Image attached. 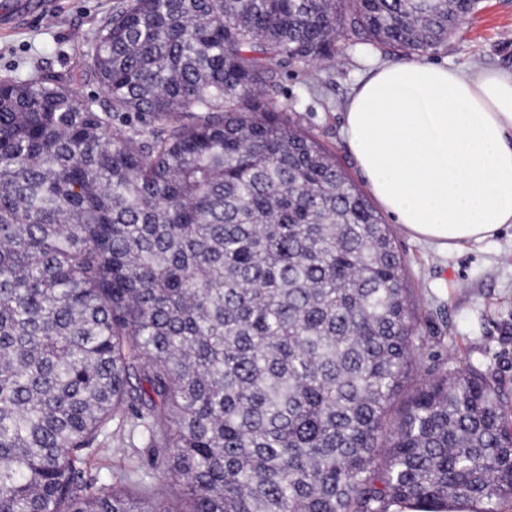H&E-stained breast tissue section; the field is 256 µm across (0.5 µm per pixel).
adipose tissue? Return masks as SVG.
<instances>
[{"mask_svg": "<svg viewBox=\"0 0 512 512\" xmlns=\"http://www.w3.org/2000/svg\"><path fill=\"white\" fill-rule=\"evenodd\" d=\"M344 130L372 195L412 237L448 252L512 227V72L380 65Z\"/></svg>", "mask_w": 512, "mask_h": 512, "instance_id": "ef3b65f1", "label": "adipose tissue"}]
</instances>
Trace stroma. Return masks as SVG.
<instances>
[{
    "label": "stroma",
    "instance_id": "obj_1",
    "mask_svg": "<svg viewBox=\"0 0 512 512\" xmlns=\"http://www.w3.org/2000/svg\"><path fill=\"white\" fill-rule=\"evenodd\" d=\"M114 2L0 0V19L15 21L9 30H0V75L27 79L66 71L75 74L72 88L78 95L103 97L101 87L82 73V52ZM433 60L472 75L512 70V0H482L479 11L455 30ZM383 62L378 55L363 58L360 48L352 47L336 67L314 69L321 81L316 90L288 77L280 94L281 101L295 107L293 123L331 147L361 185L366 179L348 150L343 110L357 83ZM394 234L416 298L417 327L430 338V351L463 366L494 370L512 391V228L452 253L438 252L399 227ZM144 450L139 433L110 422L88 465L90 491L112 483Z\"/></svg>",
    "mask_w": 512,
    "mask_h": 512
}]
</instances>
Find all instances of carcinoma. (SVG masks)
Wrapping results in <instances>:
<instances>
[{
	"label": "carcinoma",
	"instance_id": "1",
	"mask_svg": "<svg viewBox=\"0 0 512 512\" xmlns=\"http://www.w3.org/2000/svg\"><path fill=\"white\" fill-rule=\"evenodd\" d=\"M479 2L119 0L105 101L0 78V512H512L494 373L434 358L391 424L425 347L403 257L278 99L358 44L433 55ZM124 417L148 506L86 492Z\"/></svg>",
	"mask_w": 512,
	"mask_h": 512
}]
</instances>
